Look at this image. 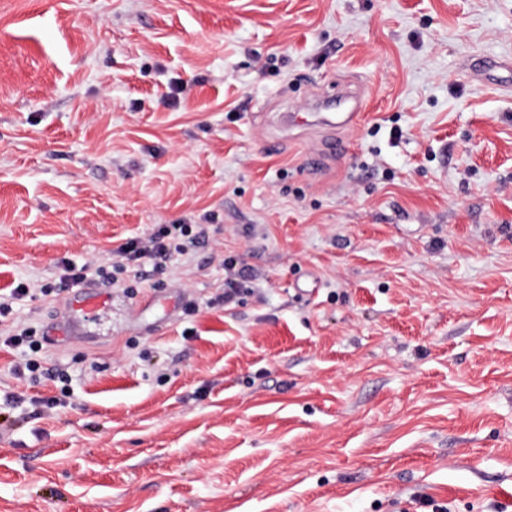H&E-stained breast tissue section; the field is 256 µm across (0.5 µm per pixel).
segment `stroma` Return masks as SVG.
Instances as JSON below:
<instances>
[{"mask_svg":"<svg viewBox=\"0 0 512 512\" xmlns=\"http://www.w3.org/2000/svg\"><path fill=\"white\" fill-rule=\"evenodd\" d=\"M508 60L512 0H0V295L208 227L15 304L112 296L45 354L53 415L0 349V512H512ZM343 88L356 125L288 123ZM152 233L144 237H137L121 244L117 249L112 250L110 266L112 271L103 266H94L93 263H85L78 267L66 259L58 264V287L52 284H43L40 288H31L25 282L20 281L14 288H11L8 299L0 298V348L2 347L21 350L23 359L13 368V375L17 379H25L26 371L29 377L40 371L41 375H47L57 379L63 386L60 389L61 395L67 397L69 394L70 376L66 368L55 364L50 369H42V361L30 357L29 352L37 354L44 349V345L51 342L49 336H35L31 327H25L12 320L13 307L16 301H22L31 297L35 291L48 296L68 288L82 287L98 276L103 280L112 282V285L119 282L118 275L132 273L134 279H142L144 273L142 267L150 265L153 274H162L168 270L169 265L187 256L201 240L206 237V225L204 224H159ZM3 317V319H2ZM224 266V292L219 297V300L224 305L230 304L244 291L245 282L252 279V274L247 266L234 257H224L222 260Z\"/></svg>","mask_w":512,"mask_h":512,"instance_id":"35a3bbf8","label":"stroma"}]
</instances>
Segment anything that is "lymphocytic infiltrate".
Here are the masks:
<instances>
[{"label": "lymphocytic infiltrate", "mask_w": 512, "mask_h": 512, "mask_svg": "<svg viewBox=\"0 0 512 512\" xmlns=\"http://www.w3.org/2000/svg\"><path fill=\"white\" fill-rule=\"evenodd\" d=\"M205 236L206 227L202 224H161L149 235L130 239L113 250L109 266L91 263L78 266L64 260L58 264L57 285L44 284L36 290L27 282H18L6 299H0V348L18 350L23 354L22 361L13 368L14 376L22 379L26 374L43 370L36 355L49 344L50 339L35 335L32 328L11 321L13 302L24 300L37 291L48 296L58 289L64 291L81 287L96 277L115 283L121 275L130 273L139 279L147 266L153 273H163L170 264L187 256Z\"/></svg>", "instance_id": "obj_1"}]
</instances>
